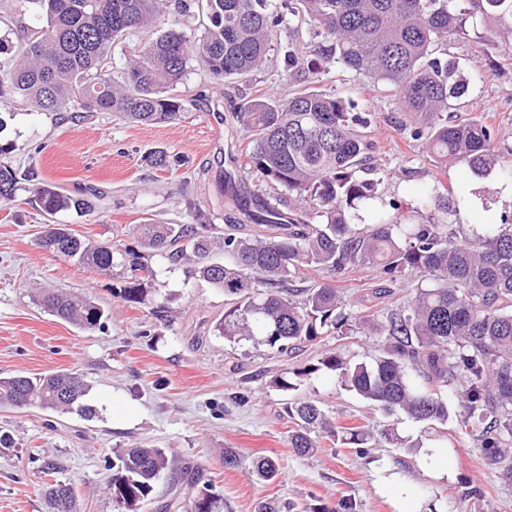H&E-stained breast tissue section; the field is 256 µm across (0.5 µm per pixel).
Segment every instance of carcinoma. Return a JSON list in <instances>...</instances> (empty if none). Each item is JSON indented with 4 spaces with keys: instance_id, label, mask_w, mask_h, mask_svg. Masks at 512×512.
I'll return each instance as SVG.
<instances>
[{
    "instance_id": "1",
    "label": "carcinoma",
    "mask_w": 512,
    "mask_h": 512,
    "mask_svg": "<svg viewBox=\"0 0 512 512\" xmlns=\"http://www.w3.org/2000/svg\"><path fill=\"white\" fill-rule=\"evenodd\" d=\"M46 26L24 35L11 63L0 64V105L28 104L44 112L92 117L109 112L143 125L177 119L183 111L178 88L194 64L216 81L244 79L268 59L271 35L287 19L310 26L306 54L317 66L305 77L304 58L288 52L289 75L299 78L287 97H254L239 106L249 129L242 171L255 175L278 197L242 190L230 177L224 194L253 224L224 232L230 266L206 261L211 242L192 224L138 225L141 244L154 255L183 260L195 273L231 298L218 331L229 339L262 337L280 352L294 343H318L346 326L381 333L385 343L369 364H349L327 352L300 371L323 368L362 399L416 422H448L443 389L455 387L484 457L512 486V224H485L475 238L457 236L447 223L411 224L401 220L394 201L377 194L376 183L356 176L372 143L367 114L351 99L318 86L319 76L344 68L373 80L383 95L398 97L415 119L414 140L424 141L435 166L463 162L481 174L501 161L491 125L480 120L448 121L450 103L466 95L468 81L453 58L436 55L448 37L481 19L489 33L512 40V0H197L208 23L200 34L161 22L171 12L185 16L187 0H33ZM136 36L134 54L116 70L112 48ZM145 162L168 171L173 160L155 150ZM0 160V200H12L23 181ZM98 192L89 187L71 194L51 183L32 188V202L52 217L60 211L83 216L95 208ZM373 207L375 221L360 224V212ZM418 208L448 215V194L434 187ZM39 247L82 267L112 269L114 248L76 235L65 224H48ZM354 267L378 271L388 284L415 281L414 295L395 309L381 307L392 290L371 284L356 300V312L341 313L345 300L338 282ZM132 259L119 297L133 304L147 300L141 272ZM312 271L299 288L293 282ZM43 306L80 329L101 324L103 310L85 296L53 291ZM86 385L79 375L57 371L38 378L0 377V404L54 411L78 408ZM296 428L288 446L305 456L326 438L364 449L374 435L397 446L394 429L338 426L312 401L288 408ZM161 448L135 446L115 452L108 487L116 512H138L151 499L157 480L173 470ZM256 476L277 474L273 460L261 458ZM188 496L165 508L182 512H220L222 499L208 484L187 483ZM50 512H77V495L65 483L46 484Z\"/></svg>"
}]
</instances>
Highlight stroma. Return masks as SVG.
<instances>
[{"instance_id":"stroma-1","label":"stroma","mask_w":512,"mask_h":512,"mask_svg":"<svg viewBox=\"0 0 512 512\" xmlns=\"http://www.w3.org/2000/svg\"><path fill=\"white\" fill-rule=\"evenodd\" d=\"M306 29L285 25L273 36L266 64L248 81L216 82L192 71L182 91L185 110L178 120L142 125L101 112L89 119H59L55 113L13 105V117L0 129V145L10 146L8 162L37 172L39 180L73 191L94 186L103 195L83 217L68 212L56 221L95 243L137 250L147 267V304H132L117 292L128 275L127 257H115L101 273L41 249L36 239L45 219L17 193L0 202V376L36 377L57 370L78 373L87 386L84 404L94 410L54 412L0 405V512H47L44 486L50 480L72 484L80 512H115L106 485L116 450L134 445L162 448L177 466L195 468L201 481L224 500V512H257L264 500L289 502L293 512L309 505L336 507L349 499L356 512H396L393 499L378 486L379 471L406 482L422 512H512V487L486 464L481 449L461 424L462 410L445 390L449 418L427 427L406 417L388 421L356 393L344 389L334 372L303 375L329 351L353 364L370 362L382 339L351 332L285 353L257 341H233L216 331L226 310L222 290L189 275L143 248L138 224H203L212 240L210 258L230 263L224 251L226 219L233 209L220 178L239 155L249 131L236 118L241 103L255 95L287 97L285 55L307 40ZM470 77L468 95L449 110L452 119L477 118L492 124L495 145L512 154V58L484 28H468L465 40L449 39ZM323 90L353 99L372 115L374 157L361 178L378 183L385 200L400 203L413 222L432 223L415 206L436 183L453 187L448 221L458 236L470 237L483 225L512 223V175L495 169L480 175L465 164L436 168L422 142L407 138L412 121L392 96L376 94L367 79L342 69L322 82ZM162 148L176 159L158 172L144 157ZM64 289L91 298L105 311L100 327L82 330L50 315L39 304L46 289ZM301 376L291 390L275 381ZM318 401L341 425L393 424L400 446L378 441L366 452L321 440L317 452L295 456L288 446L290 403ZM446 448L443 464L454 481L442 483L418 459L428 443ZM239 464L224 466L225 451ZM278 458L272 481L257 480L253 462Z\"/></svg>"}]
</instances>
